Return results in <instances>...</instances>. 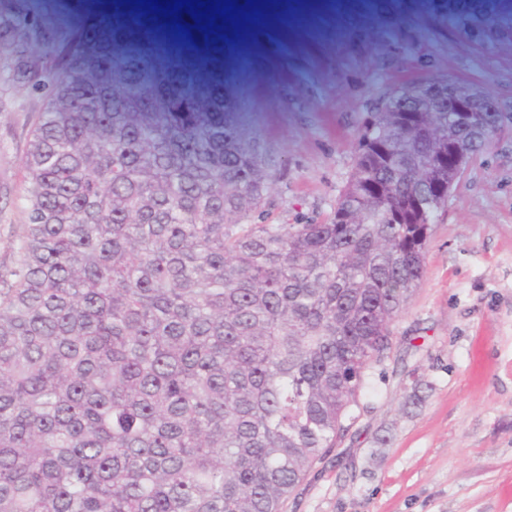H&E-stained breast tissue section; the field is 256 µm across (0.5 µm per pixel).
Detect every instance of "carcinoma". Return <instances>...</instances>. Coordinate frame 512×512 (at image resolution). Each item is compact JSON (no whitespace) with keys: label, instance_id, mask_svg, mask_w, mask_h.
Segmentation results:
<instances>
[{"label":"carcinoma","instance_id":"obj_1","mask_svg":"<svg viewBox=\"0 0 512 512\" xmlns=\"http://www.w3.org/2000/svg\"><path fill=\"white\" fill-rule=\"evenodd\" d=\"M115 2L171 52L235 47L226 18L206 33ZM0 50L31 78L26 26L1 14ZM41 81L0 272V512H282L354 424L497 100L446 77L390 88L404 111L367 115L327 222L244 224L272 174L240 120L75 58ZM433 87L440 111H414Z\"/></svg>","mask_w":512,"mask_h":512}]
</instances>
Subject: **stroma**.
<instances>
[{
  "mask_svg": "<svg viewBox=\"0 0 512 512\" xmlns=\"http://www.w3.org/2000/svg\"><path fill=\"white\" fill-rule=\"evenodd\" d=\"M109 0H0L53 56L188 112H232L259 135L274 178L268 224H320L354 171L360 125L409 75L480 85L504 119L440 213L425 275L365 372L358 419L283 512H512V13L497 0H270V25L236 56L132 52L100 21ZM0 51V267L17 261L24 158L47 90Z\"/></svg>",
  "mask_w": 512,
  "mask_h": 512,
  "instance_id": "stroma-1",
  "label": "stroma"
}]
</instances>
